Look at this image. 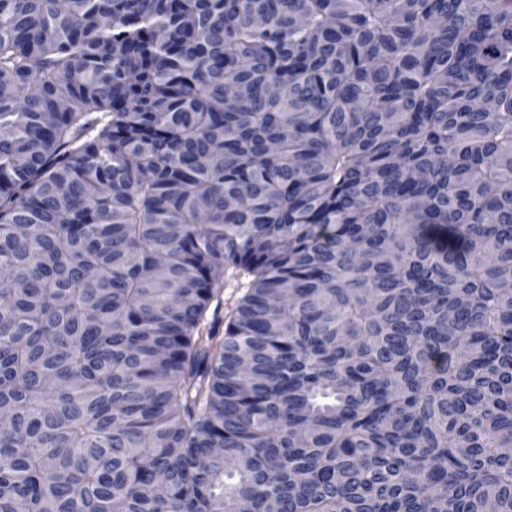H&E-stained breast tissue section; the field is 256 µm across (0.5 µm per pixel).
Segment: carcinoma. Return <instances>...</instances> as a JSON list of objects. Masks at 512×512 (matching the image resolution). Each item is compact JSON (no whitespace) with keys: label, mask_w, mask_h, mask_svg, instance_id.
Masks as SVG:
<instances>
[{"label":"carcinoma","mask_w":512,"mask_h":512,"mask_svg":"<svg viewBox=\"0 0 512 512\" xmlns=\"http://www.w3.org/2000/svg\"><path fill=\"white\" fill-rule=\"evenodd\" d=\"M0 408V512H512V0H0Z\"/></svg>","instance_id":"carcinoma-1"}]
</instances>
